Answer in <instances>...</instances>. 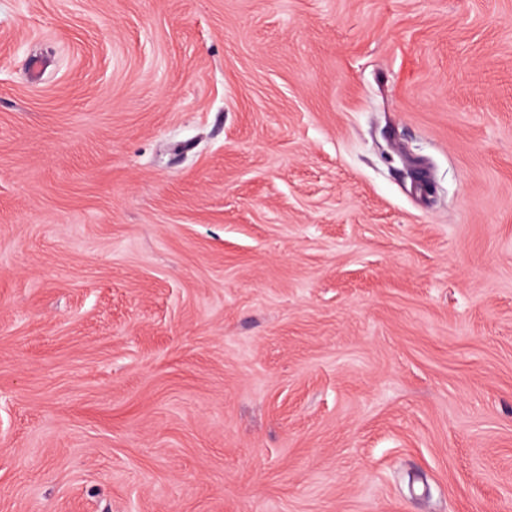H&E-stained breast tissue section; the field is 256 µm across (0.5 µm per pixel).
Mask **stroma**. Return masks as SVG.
<instances>
[{
    "mask_svg": "<svg viewBox=\"0 0 512 512\" xmlns=\"http://www.w3.org/2000/svg\"><path fill=\"white\" fill-rule=\"evenodd\" d=\"M0 512H512V0H0Z\"/></svg>",
    "mask_w": 512,
    "mask_h": 512,
    "instance_id": "1",
    "label": "stroma"
}]
</instances>
